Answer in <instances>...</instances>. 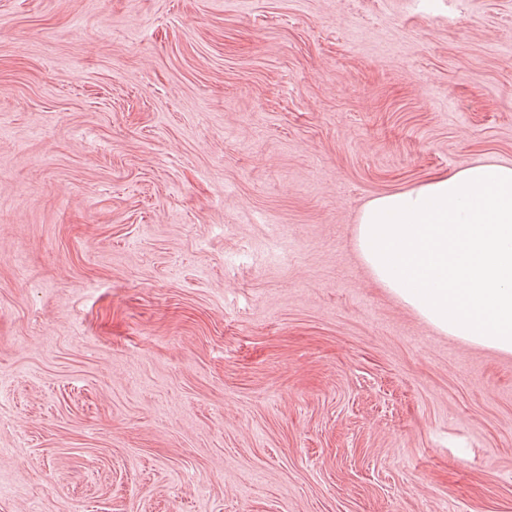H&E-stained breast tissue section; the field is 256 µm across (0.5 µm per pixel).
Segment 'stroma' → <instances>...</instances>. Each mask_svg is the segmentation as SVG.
Returning a JSON list of instances; mask_svg holds the SVG:
<instances>
[{
	"mask_svg": "<svg viewBox=\"0 0 512 512\" xmlns=\"http://www.w3.org/2000/svg\"><path fill=\"white\" fill-rule=\"evenodd\" d=\"M512 164V0H0V512H512V354L355 247Z\"/></svg>",
	"mask_w": 512,
	"mask_h": 512,
	"instance_id": "35a3bbf8",
	"label": "stroma"
}]
</instances>
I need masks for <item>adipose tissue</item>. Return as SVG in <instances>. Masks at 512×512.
<instances>
[{"label": "adipose tissue", "mask_w": 512, "mask_h": 512, "mask_svg": "<svg viewBox=\"0 0 512 512\" xmlns=\"http://www.w3.org/2000/svg\"><path fill=\"white\" fill-rule=\"evenodd\" d=\"M373 277L438 330L512 354V165L478 164L369 200Z\"/></svg>", "instance_id": "ef3b65f1"}]
</instances>
